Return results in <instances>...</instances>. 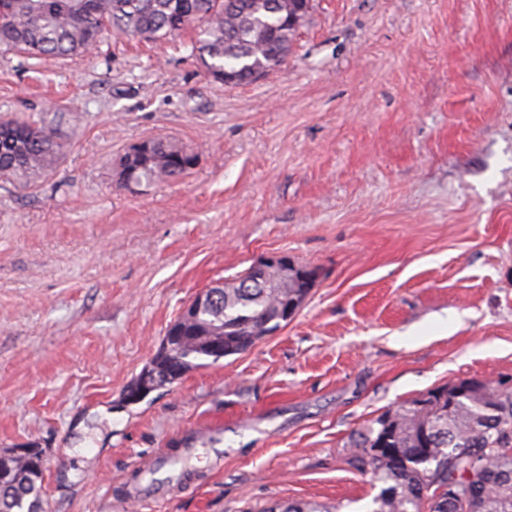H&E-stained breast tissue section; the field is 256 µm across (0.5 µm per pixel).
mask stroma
<instances>
[{
  "mask_svg": "<svg viewBox=\"0 0 512 512\" xmlns=\"http://www.w3.org/2000/svg\"><path fill=\"white\" fill-rule=\"evenodd\" d=\"M196 25L0 55V117H58L55 170L0 179V450L45 455L41 512H362L350 438L458 379L512 385V0H313L287 63L225 86ZM196 166L119 186L135 143ZM285 254L288 323L137 403L194 296ZM210 429L220 468L191 456ZM337 512V506H329L324 503L305 501H284L276 504L267 512Z\"/></svg>",
  "mask_w": 512,
  "mask_h": 512,
  "instance_id": "1",
  "label": "stroma"
}]
</instances>
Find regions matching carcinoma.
I'll use <instances>...</instances> for the list:
<instances>
[{"instance_id": "carcinoma-1", "label": "carcinoma", "mask_w": 512, "mask_h": 512, "mask_svg": "<svg viewBox=\"0 0 512 512\" xmlns=\"http://www.w3.org/2000/svg\"><path fill=\"white\" fill-rule=\"evenodd\" d=\"M292 0H0V53L31 58L87 54L112 30L156 42L178 25L199 23L192 52L217 82H254L288 60L297 28L289 21ZM62 144L53 122L39 118L0 121V179L35 186L55 168ZM197 155L167 139H151L144 151L124 154L119 171L149 185L189 172ZM239 275L209 288L208 304L194 318L174 322L176 334L151 361L163 387L184 373L241 354L287 322L296 288L244 285ZM223 344V353L215 352ZM373 418L355 433L351 464L381 484L366 512H422V493L432 496L450 478L475 484L476 512H512V389L484 386L448 406L446 387L431 389ZM459 448L470 452L458 454ZM43 450L0 453V512H40ZM324 503L284 501L268 512H337Z\"/></svg>"}]
</instances>
